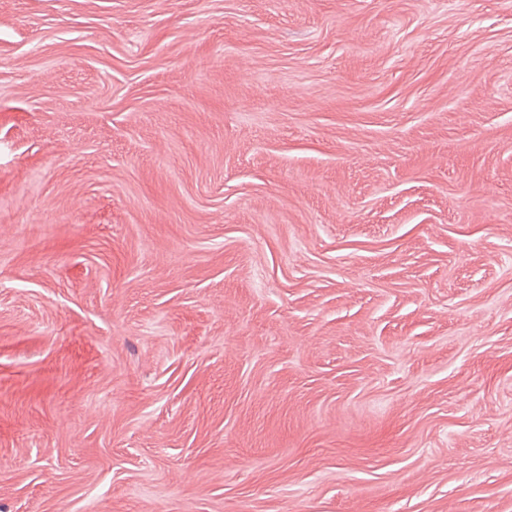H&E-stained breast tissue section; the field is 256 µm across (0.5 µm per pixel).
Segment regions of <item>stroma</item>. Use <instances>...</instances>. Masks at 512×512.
Wrapping results in <instances>:
<instances>
[{
  "instance_id": "35a3bbf8",
  "label": "stroma",
  "mask_w": 512,
  "mask_h": 512,
  "mask_svg": "<svg viewBox=\"0 0 512 512\" xmlns=\"http://www.w3.org/2000/svg\"><path fill=\"white\" fill-rule=\"evenodd\" d=\"M0 512H512V0H0Z\"/></svg>"
}]
</instances>
